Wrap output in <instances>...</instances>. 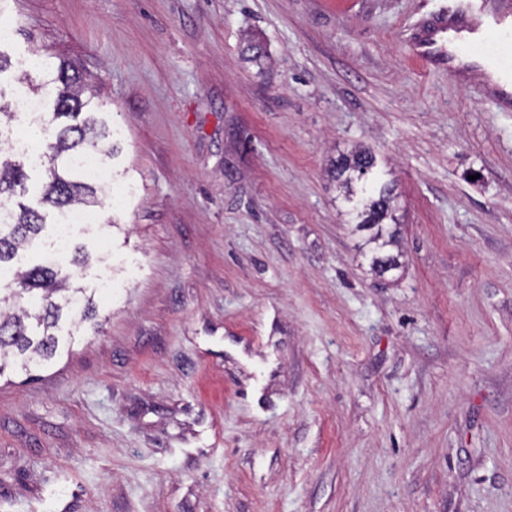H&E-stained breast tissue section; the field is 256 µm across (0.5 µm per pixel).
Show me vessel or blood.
<instances>
[{
	"instance_id": "1",
	"label": "vessel or blood",
	"mask_w": 512,
	"mask_h": 512,
	"mask_svg": "<svg viewBox=\"0 0 512 512\" xmlns=\"http://www.w3.org/2000/svg\"><path fill=\"white\" fill-rule=\"evenodd\" d=\"M456 10L474 17L485 32L484 39L472 44V52L489 54L498 69L512 75V15L486 10L485 0H458ZM447 43L448 18L441 14L427 19L411 36L409 52L418 60L445 67L452 63Z\"/></svg>"
}]
</instances>
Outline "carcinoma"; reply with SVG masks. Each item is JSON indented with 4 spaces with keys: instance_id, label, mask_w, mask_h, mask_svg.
Here are the masks:
<instances>
[{
    "instance_id": "cac0c4a2",
    "label": "carcinoma",
    "mask_w": 512,
    "mask_h": 512,
    "mask_svg": "<svg viewBox=\"0 0 512 512\" xmlns=\"http://www.w3.org/2000/svg\"><path fill=\"white\" fill-rule=\"evenodd\" d=\"M41 85L55 86V95L40 111L32 113L41 131L54 130V141L25 146L14 153L33 160L45 171L38 205L21 200L27 194L30 175L24 164L11 158L0 160V195H18L20 200L0 208V271H12V279L5 284L0 304L22 300L18 309L0 310V375L12 358L20 362L22 370L41 366L50 361L59 347L62 324L74 336L82 324L96 315L95 296L80 283L71 269L60 266L53 251L44 253L34 264L24 270H11L19 250L51 229L56 238L58 225L46 224V214L40 207L54 208L59 217L76 206L83 208L98 204L96 182L84 173L81 163L88 155H95L107 167H113L117 147L113 143L114 129L108 113L98 111L92 101L82 98V79L69 73L63 63L56 68L38 69ZM375 166L371 152L356 149L336 159L331 175L346 189L345 198L353 200L357 193L367 195L362 210L358 211L357 227L370 230L365 245L373 252L372 267L378 276L399 266V255L386 251L397 245L395 235L385 234L383 222L396 221L391 202L392 189L383 183L378 187L362 185L355 191L353 183L362 181ZM66 252L72 255L71 265L84 268L91 261L107 262L102 251H91L84 244L68 242Z\"/></svg>"
}]
</instances>
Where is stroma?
I'll return each mask as SVG.
<instances>
[{
    "label": "stroma",
    "instance_id": "obj_1",
    "mask_svg": "<svg viewBox=\"0 0 512 512\" xmlns=\"http://www.w3.org/2000/svg\"><path fill=\"white\" fill-rule=\"evenodd\" d=\"M449 6L0 0V97L69 62L135 186L97 189L103 322L0 375V512H512V105L410 58ZM358 143L381 277L327 175ZM359 191L361 194H367L368 196L363 203L362 210H357L356 218L360 219L357 227L360 230H374L367 237L365 245L370 246L373 252V270L381 277L390 270L396 269L400 263L398 253L393 254L385 250L389 246L397 245L394 233H389L386 237L383 227L384 220L388 218L393 224H397L391 206L393 200L392 189L388 183H382L379 187L367 186L364 183Z\"/></svg>",
    "mask_w": 512,
    "mask_h": 512
}]
</instances>
